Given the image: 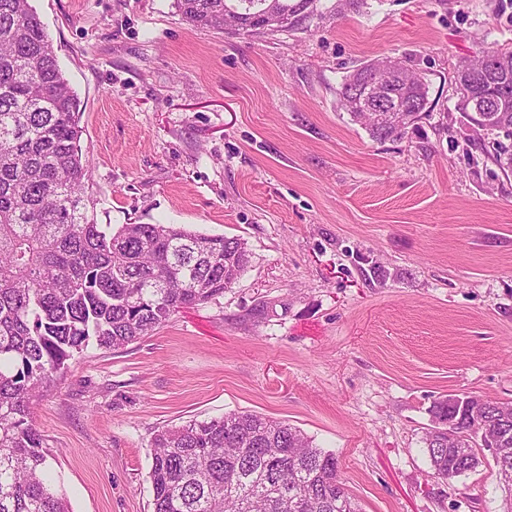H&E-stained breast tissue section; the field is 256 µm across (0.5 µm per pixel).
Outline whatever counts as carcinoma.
I'll list each match as a JSON object with an SVG mask.
<instances>
[{
	"instance_id": "obj_1",
	"label": "carcinoma",
	"mask_w": 512,
	"mask_h": 512,
	"mask_svg": "<svg viewBox=\"0 0 512 512\" xmlns=\"http://www.w3.org/2000/svg\"><path fill=\"white\" fill-rule=\"evenodd\" d=\"M320 0H175L195 26L236 34L290 31L323 16ZM288 19L278 26L274 18ZM343 76L341 106L362 105L368 66ZM393 100L412 121L428 85L397 65ZM78 97L29 0H0V512H71L49 476L50 451L30 420L33 399L94 343L119 349L181 308L224 294L250 263L239 237L177 224L112 230L88 208L89 161L80 146ZM377 141L406 128L358 114ZM485 130L512 138V112ZM493 157L512 172V146ZM421 451L433 476L453 481L487 462L512 492V402L479 400L459 413L431 409ZM152 512H362L339 477L336 454L297 428L248 411L164 427L151 443Z\"/></svg>"
}]
</instances>
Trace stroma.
<instances>
[{
    "mask_svg": "<svg viewBox=\"0 0 512 512\" xmlns=\"http://www.w3.org/2000/svg\"><path fill=\"white\" fill-rule=\"evenodd\" d=\"M297 31L188 23L174 0H30L80 100L98 223L243 238L224 295L30 406L71 512H152L158 429L249 410L334 451L364 512H503L494 464L453 485L420 440L441 396L512 401V175L457 112L459 60L512 48V0H367ZM391 56L429 84L395 141L337 106ZM262 316H253L258 303Z\"/></svg>",
    "mask_w": 512,
    "mask_h": 512,
    "instance_id": "stroma-1",
    "label": "stroma"
}]
</instances>
